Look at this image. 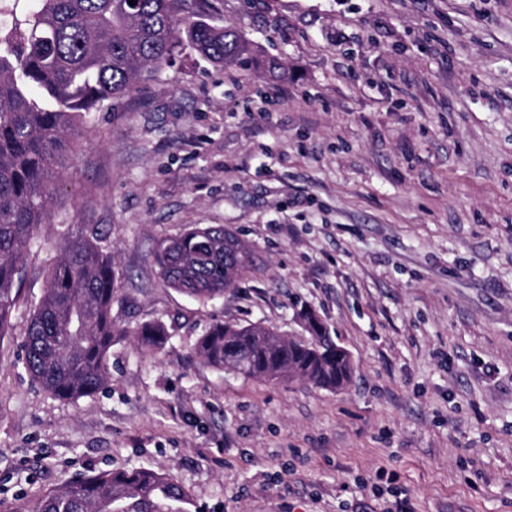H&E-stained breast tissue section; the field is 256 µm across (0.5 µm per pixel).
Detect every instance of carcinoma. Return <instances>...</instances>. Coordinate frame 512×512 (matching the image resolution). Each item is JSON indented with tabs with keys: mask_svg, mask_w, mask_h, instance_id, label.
<instances>
[{
	"mask_svg": "<svg viewBox=\"0 0 512 512\" xmlns=\"http://www.w3.org/2000/svg\"><path fill=\"white\" fill-rule=\"evenodd\" d=\"M134 2L34 0L0 27V338L11 326L27 248L58 194L82 115L117 106L139 80L172 66L185 46L215 65L251 63L238 32L205 21L203 0ZM155 263L170 287L209 301L236 286L251 252L224 225H210L164 243ZM116 281L112 252L97 229H71L61 253L47 260L23 360L52 395L74 400L103 389L120 336L149 348L168 341L161 321L117 324ZM307 323L308 337L277 340L263 323L215 322L195 351L209 366L247 378L342 388L352 375L342 347L313 314ZM186 504L187 493L165 474L110 469L46 491L35 512H186Z\"/></svg>",
	"mask_w": 512,
	"mask_h": 512,
	"instance_id": "1",
	"label": "carcinoma"
}]
</instances>
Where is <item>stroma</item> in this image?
I'll list each match as a JSON object with an SVG mask.
<instances>
[{"label":"stroma","mask_w":512,"mask_h":512,"mask_svg":"<svg viewBox=\"0 0 512 512\" xmlns=\"http://www.w3.org/2000/svg\"><path fill=\"white\" fill-rule=\"evenodd\" d=\"M254 64L191 54L91 113L0 339V512L146 468L188 512H512V0H208ZM71 224L107 233L112 381L75 400L27 373L24 331ZM221 224L253 252L223 298L168 287L157 245ZM341 390L217 370L211 324L304 336Z\"/></svg>","instance_id":"stroma-1"}]
</instances>
